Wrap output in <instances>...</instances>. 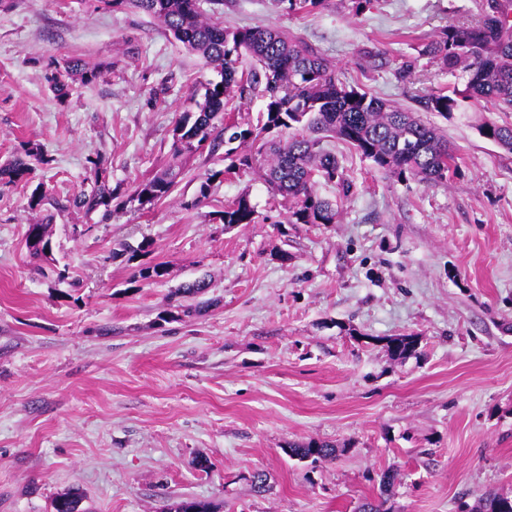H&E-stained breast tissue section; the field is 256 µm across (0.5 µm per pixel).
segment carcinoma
<instances>
[{
    "instance_id": "obj_1",
    "label": "carcinoma",
    "mask_w": 512,
    "mask_h": 512,
    "mask_svg": "<svg viewBox=\"0 0 512 512\" xmlns=\"http://www.w3.org/2000/svg\"><path fill=\"white\" fill-rule=\"evenodd\" d=\"M108 8L131 5L157 19L220 79L203 86L202 100L189 97V107L173 128L171 163L166 171L135 190L140 207L150 208L167 198L180 175L179 158L186 152L224 149L229 164L209 174L199 187L195 206L208 197L210 183L241 170L258 168L270 193L288 204L289 224H336V203L320 196L316 185L333 184L346 196L352 183L336 155L324 141H341L371 160L383 173L400 180L417 179L427 185L448 181L454 154L442 131L418 113L339 80L336 65L302 40L270 26L237 27L203 16L199 0H101ZM439 71L455 78L446 88L416 98L425 112L446 116L462 104H482L486 112H512V0H482L473 23H451L436 38L417 50ZM66 75L91 82L99 66L70 59ZM262 88L265 110L255 122L230 117L245 106L246 92ZM482 136L512 154V124L490 118L479 126ZM32 166L20 159L0 167L8 183L28 181ZM93 187L75 196L73 205L108 218L122 203L110 187L101 161H91ZM259 215L245 196L218 212L228 227L258 223ZM27 246L38 256L48 246L47 225H28ZM392 355L415 354L413 337H401L397 346L386 344ZM337 448L311 440L290 444L286 452L300 460L333 459ZM396 474L380 475V498L362 503L358 512H388L387 495ZM74 494L59 497L54 512H79ZM466 512H512V497L488 490ZM168 512H212L211 504L192 497L174 502Z\"/></svg>"
}]
</instances>
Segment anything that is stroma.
I'll return each mask as SVG.
<instances>
[{
  "mask_svg": "<svg viewBox=\"0 0 512 512\" xmlns=\"http://www.w3.org/2000/svg\"><path fill=\"white\" fill-rule=\"evenodd\" d=\"M480 0H326L291 13L275 0H200L234 26L304 40L342 81L417 110L447 85L417 45ZM100 64L58 99L67 60ZM415 59L411 72L398 62ZM217 74L151 16L102 0H0V165L34 145L50 162L31 183L0 182V512H52L80 492L82 512H162L184 497L214 512H355L396 471L389 512H459L492 489L512 496V155L485 139L466 105L443 130L457 171L429 186L385 175L331 141L352 182L336 224H288L258 172L212 182L223 153L185 154L171 195L131 196L160 174L190 94ZM101 158L128 200L110 220L73 205ZM57 204L29 210L34 185ZM248 196L256 224L217 211ZM50 250L34 256L30 224ZM152 244L159 280L124 246ZM288 251V263L277 254ZM205 279L210 306L173 298ZM418 346L391 357L388 337ZM311 440L332 459L299 461ZM262 470L269 489L256 492ZM337 448L325 442L311 440L302 444H289L286 452L289 457H297L299 460L313 458L317 459H332L336 457Z\"/></svg>",
  "mask_w": 512,
  "mask_h": 512,
  "instance_id": "1",
  "label": "stroma"
}]
</instances>
